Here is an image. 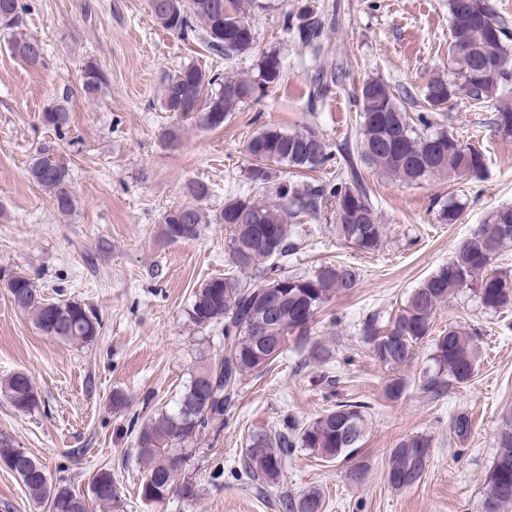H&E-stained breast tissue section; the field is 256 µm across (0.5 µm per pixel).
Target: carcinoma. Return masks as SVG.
I'll return each instance as SVG.
<instances>
[{"mask_svg": "<svg viewBox=\"0 0 512 512\" xmlns=\"http://www.w3.org/2000/svg\"><path fill=\"white\" fill-rule=\"evenodd\" d=\"M154 18L167 31L185 36L195 21L205 26L207 47L227 58L249 53L256 44V32L247 13L261 8L260 0H149ZM19 0H0V29L10 32L14 55L30 67L38 66L44 56L41 41L14 32L20 25ZM489 12L485 0H448L450 16L449 48L459 43L472 47L477 55L457 57V79H431L424 94V111L412 117L397 93L381 78L362 85L359 104V129L356 153L346 152L347 168L339 169L334 182L298 180L276 163L315 171L333 164L335 151L314 128L304 127L291 133L264 129L245 145L253 160L248 170L251 185L273 194L278 203H264L244 197L229 199L219 221L231 232L229 263L235 271L208 280L192 303V323L206 328L224 322V357L211 362L206 353L198 354L199 365L170 410H162L141 422L135 447L144 464L139 496L147 504L165 502L170 495L185 501L197 498V485L183 475L179 462L187 461L200 435L222 421L235 406L244 376L265 371L282 358L290 338L301 346L297 369L316 364L332 365V350L309 344L312 324L318 311L339 294L349 295L360 283L357 268L346 262L325 263L310 275H285L278 269H263L261 280L246 275L265 261L293 255L297 248L295 228L290 220L303 214L317 215L322 206L336 204V231L358 249L371 252L379 248L383 225L379 224L369 192L357 174V162L372 164L386 174L407 182L446 172L480 176L485 157L472 143H463L447 131L424 133L430 117L445 108L452 97L463 96L478 105L496 97L500 84L512 79V46L505 24L497 18L478 27L472 18ZM284 35L303 47L318 51L322 47L324 22L309 6L284 13ZM487 53L508 61V69L496 75H484L479 54ZM255 80L234 75L211 74L197 66H185L169 75L160 100L166 112H200L211 129L224 122L252 97H261L283 77L284 64L274 50L263 52L257 60ZM339 79L336 68L322 66L312 79L310 102L323 98ZM105 83L104 74L89 65L83 71V89L94 95ZM42 123L60 132L70 123V110L56 104L42 112ZM491 124L496 133L512 137V106L499 104ZM29 174L55 202L58 211L69 212L74 205L71 174L54 150L44 147L33 157ZM194 201L169 210L163 219V234L170 241L196 238L206 223L199 201L209 188L196 183L190 188ZM460 214L454 198L442 205L438 219L453 224ZM512 244V206L492 211L478 228L456 248L448 264L424 279L413 289L395 316L383 322L373 312L359 324L362 341L376 359L394 372L385 387V397L401 400L407 382L396 370L407 366L415 356V347L432 340L430 361L424 371V387L447 389L469 383L482 360L480 331L450 325L441 335L430 338L431 323L438 308L448 298L469 292L486 311L497 313L512 306V278L494 270V264L507 245ZM9 288L18 308L32 314L44 333L77 344H89L99 335L100 325L76 302H50L42 298L31 279L21 273L10 278ZM260 321L257 333L249 331ZM6 398L15 409L26 413L40 404L38 392L25 372L12 374L3 385ZM369 406L356 401H341L313 421L300 424L288 418L282 426L253 432L248 443L261 442L258 450H244L243 475L253 482L275 483L288 457L304 449L327 461L340 457L353 459L361 450L368 429ZM497 452L482 495V512H504L512 505V417L503 418L497 433ZM430 439L411 434L399 440L390 453L387 479L392 488L413 487L422 478L429 461ZM0 459L22 480L29 495L49 505V512H88L87 501L64 484L49 481L45 466L8 437L0 439ZM92 495L101 504L117 508L112 474L99 470L92 480ZM323 496L309 490L297 498L286 494L279 499L282 512H322Z\"/></svg>", "mask_w": 512, "mask_h": 512, "instance_id": "1", "label": "carcinoma"}]
</instances>
